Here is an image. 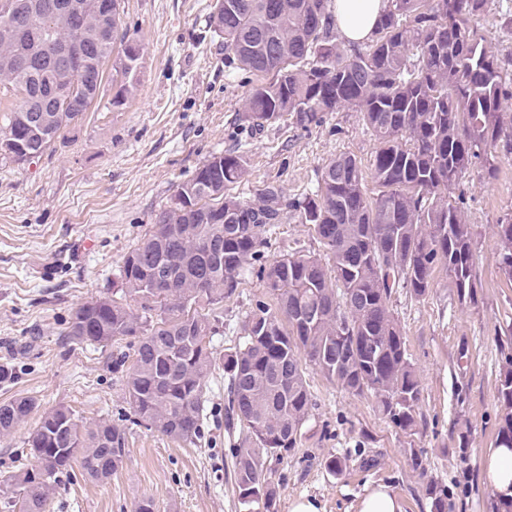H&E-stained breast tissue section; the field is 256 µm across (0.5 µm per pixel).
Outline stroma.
Listing matches in <instances>:
<instances>
[{
    "mask_svg": "<svg viewBox=\"0 0 512 512\" xmlns=\"http://www.w3.org/2000/svg\"><path fill=\"white\" fill-rule=\"evenodd\" d=\"M215 0H125L124 22L143 54L124 106L91 108L39 160L20 166L0 159V365L15 367L0 402L33 397L38 411L13 433L0 434V512L8 478L33 458L26 445L40 414L70 407L84 423L126 429V458L104 484L73 469L47 512H133L151 499L154 512H240L233 458L224 429V370L210 373L212 417L201 440L186 444L136 423L125 398L121 355L128 341L108 347L77 344L65 330L81 304L119 288L124 255L170 205L178 186L212 154L238 150L248 160L230 192L253 199L275 184L286 195L313 190L324 164L350 153L369 163L375 142L358 112L344 107L320 125L301 129L289 119L257 124L244 110L258 78L227 66L221 37L205 22ZM479 28L489 46L512 59V0H494ZM460 190L477 238V300L460 303L445 268H436L423 299L407 290L392 309L421 379V425L408 436L355 396L307 368L314 409L298 448L271 460L280 487L277 512L310 497L319 512H356L366 488L384 484L403 512H430L425 479L448 488V512H492L482 459L496 442L502 361L512 354V282L500 273L495 226L512 214V153L498 152L497 172L466 178ZM262 264L317 253L308 225L289 219L266 235ZM262 281L249 277L216 312L223 325L217 350L242 342L243 322ZM336 455L343 470L325 461ZM424 469L415 471L413 456Z\"/></svg>",
    "mask_w": 512,
    "mask_h": 512,
    "instance_id": "1",
    "label": "stroma"
}]
</instances>
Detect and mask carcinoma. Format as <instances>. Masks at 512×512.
<instances>
[{
    "label": "carcinoma",
    "instance_id": "1",
    "mask_svg": "<svg viewBox=\"0 0 512 512\" xmlns=\"http://www.w3.org/2000/svg\"><path fill=\"white\" fill-rule=\"evenodd\" d=\"M491 0H388L367 42L342 46L334 0H215L208 23L224 36L229 64L260 77L245 103L261 125L284 116L304 129L349 106L376 147L367 194L362 161L341 154L322 167L315 191L289 197L273 184L254 200L226 193L248 171L236 151L214 154L180 184L152 230L123 258L119 297L76 309L66 336L107 347L136 340L125 394L136 422L193 443L207 420L206 377L220 365L228 384L225 423L243 436L233 449L242 512H277L268 464L298 447L314 407L305 370L373 399L406 435L417 434L422 384L408 357L391 298L417 299L448 271L460 303L475 302L472 225L454 190L473 170L491 178L498 143L512 153V72L486 45L478 20ZM122 0H0V91L15 96L0 126V156L41 158L94 103L106 65L122 78L108 105L124 104L140 49L130 50ZM78 42L75 64L56 57ZM122 50L114 53L115 44ZM67 89L61 98L58 90ZM308 224L319 255L255 266L270 224ZM501 274L512 281V215L496 225ZM256 275L270 305L247 313L243 343L219 353L213 307ZM169 286L151 287L155 277ZM496 444L512 447V356L501 369ZM19 396L0 403V434L34 413ZM27 444L35 464L10 476L20 512H46L52 488L79 464L106 482L126 456V431L86 424L65 406L41 416ZM431 512H448V488L425 483Z\"/></svg>",
    "mask_w": 512,
    "mask_h": 512
}]
</instances>
